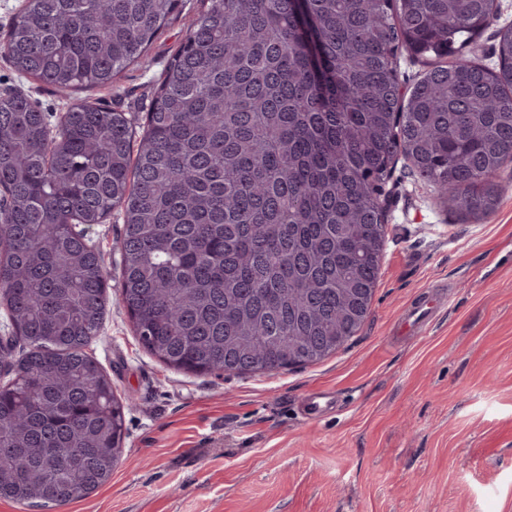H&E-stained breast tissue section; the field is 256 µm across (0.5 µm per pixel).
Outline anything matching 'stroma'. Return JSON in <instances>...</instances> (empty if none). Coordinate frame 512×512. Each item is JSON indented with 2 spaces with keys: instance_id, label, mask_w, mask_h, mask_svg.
<instances>
[{
  "instance_id": "stroma-1",
  "label": "stroma",
  "mask_w": 512,
  "mask_h": 512,
  "mask_svg": "<svg viewBox=\"0 0 512 512\" xmlns=\"http://www.w3.org/2000/svg\"><path fill=\"white\" fill-rule=\"evenodd\" d=\"M180 0L141 62L112 85L58 93L0 55V91L25 92L50 118L77 100L142 116L197 17ZM512 0L463 50L496 68ZM499 205L465 224L398 159L387 243L361 330L321 362L264 374L196 376L139 343L119 302L123 214L85 235L111 275L88 351L124 403L111 479L66 512H512V164ZM447 305L423 334L400 335L421 295ZM323 389L336 407L305 420L301 399Z\"/></svg>"
}]
</instances>
